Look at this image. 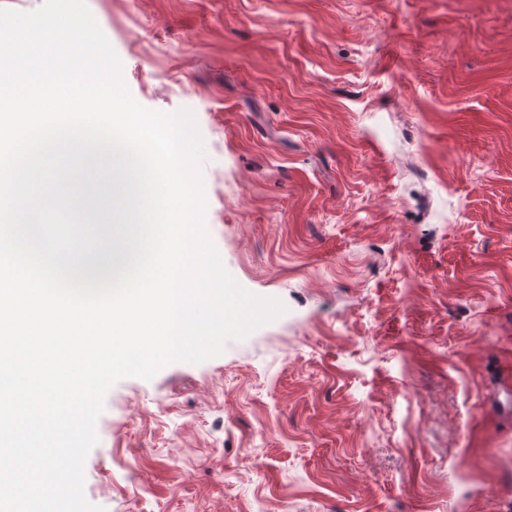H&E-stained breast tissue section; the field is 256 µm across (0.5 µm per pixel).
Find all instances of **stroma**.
Segmentation results:
<instances>
[{
  "label": "stroma",
  "mask_w": 512,
  "mask_h": 512,
  "mask_svg": "<svg viewBox=\"0 0 512 512\" xmlns=\"http://www.w3.org/2000/svg\"><path fill=\"white\" fill-rule=\"evenodd\" d=\"M192 110L205 227L281 317L107 393L104 512H512V0H85Z\"/></svg>",
  "instance_id": "35a3bbf8"
}]
</instances>
